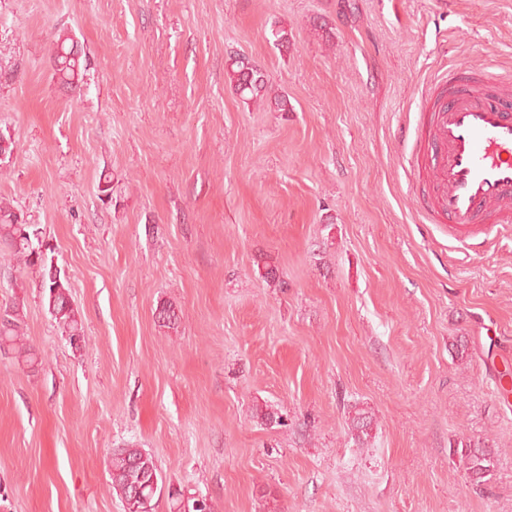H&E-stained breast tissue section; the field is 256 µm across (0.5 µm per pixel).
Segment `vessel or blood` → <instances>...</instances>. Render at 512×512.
<instances>
[{
    "label": "vessel or blood",
    "instance_id": "1",
    "mask_svg": "<svg viewBox=\"0 0 512 512\" xmlns=\"http://www.w3.org/2000/svg\"><path fill=\"white\" fill-rule=\"evenodd\" d=\"M431 172L421 208L457 240L512 223V94L495 73L449 70L421 112Z\"/></svg>",
    "mask_w": 512,
    "mask_h": 512
}]
</instances>
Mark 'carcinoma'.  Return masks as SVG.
<instances>
[{"label":"carcinoma","mask_w":512,"mask_h":512,"mask_svg":"<svg viewBox=\"0 0 512 512\" xmlns=\"http://www.w3.org/2000/svg\"><path fill=\"white\" fill-rule=\"evenodd\" d=\"M76 44L71 37L60 36L53 49L54 77L58 82L76 89L83 80L86 66L81 57L73 56ZM230 82L244 101L261 99L267 88L265 75L258 66L240 56L231 58ZM20 214L8 204L0 206V244H5L12 256L28 267H35L40 273V293L49 308V313L58 327L68 337L84 335L79 311L69 300L68 282L53 279L48 255L34 252L27 238L21 234ZM0 352L33 368L37 365L36 353L22 342L20 303L5 309L0 316ZM454 447L460 449L468 473L482 480L492 472L493 460L488 450L474 448L471 444L458 441ZM112 490L121 499L125 512H154V499L165 494L170 500V510L181 512L183 492L164 483L159 469L151 455L140 448H117L107 460Z\"/></svg>","instance_id":"1"}]
</instances>
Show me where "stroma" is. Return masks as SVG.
I'll return each instance as SVG.
<instances>
[{"instance_id":"obj_1","label":"stroma","mask_w":512,"mask_h":512,"mask_svg":"<svg viewBox=\"0 0 512 512\" xmlns=\"http://www.w3.org/2000/svg\"><path fill=\"white\" fill-rule=\"evenodd\" d=\"M236 55L268 99L236 94ZM456 63L512 77V0H0V201L85 336L0 254L40 359L0 354V512H123L127 446L215 512H512V224L469 249L406 175L422 89ZM459 439L491 450L485 482ZM69 41L71 43L69 44ZM77 47L69 36H59L53 49V76L62 85L71 89H77L83 80L86 65L82 64L81 53L77 57L72 56L73 48Z\"/></svg>"}]
</instances>
